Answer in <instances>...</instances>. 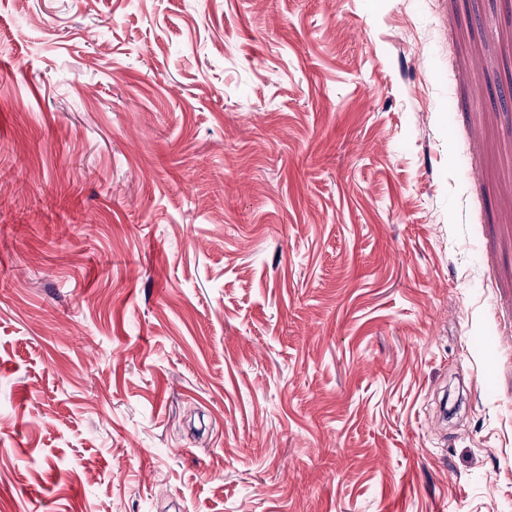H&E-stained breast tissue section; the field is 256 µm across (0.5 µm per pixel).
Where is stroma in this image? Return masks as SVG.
<instances>
[{
	"label": "stroma",
	"instance_id": "35a3bbf8",
	"mask_svg": "<svg viewBox=\"0 0 512 512\" xmlns=\"http://www.w3.org/2000/svg\"><path fill=\"white\" fill-rule=\"evenodd\" d=\"M512 0H0V512H512Z\"/></svg>",
	"mask_w": 512,
	"mask_h": 512
}]
</instances>
